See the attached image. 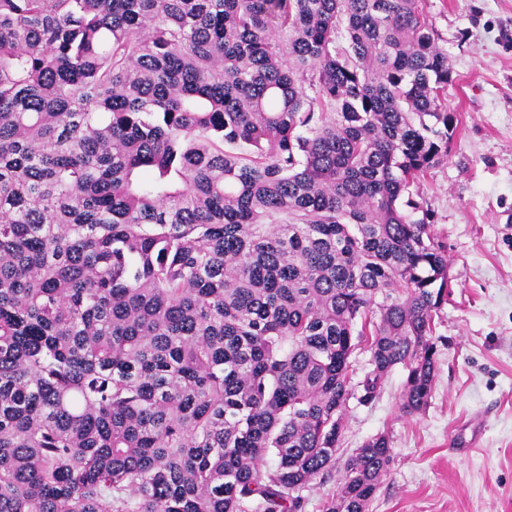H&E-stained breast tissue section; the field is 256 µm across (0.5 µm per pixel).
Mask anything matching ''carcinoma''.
Wrapping results in <instances>:
<instances>
[{
	"instance_id": "obj_1",
	"label": "carcinoma",
	"mask_w": 512,
	"mask_h": 512,
	"mask_svg": "<svg viewBox=\"0 0 512 512\" xmlns=\"http://www.w3.org/2000/svg\"><path fill=\"white\" fill-rule=\"evenodd\" d=\"M449 82L422 0H0V512H303L426 408Z\"/></svg>"
}]
</instances>
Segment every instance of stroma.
<instances>
[{"label":"stroma","mask_w":512,"mask_h":512,"mask_svg":"<svg viewBox=\"0 0 512 512\" xmlns=\"http://www.w3.org/2000/svg\"><path fill=\"white\" fill-rule=\"evenodd\" d=\"M425 11L457 117L447 162L421 188L454 283L435 318L434 392L405 414L398 368L376 400L350 401L339 465L305 489V512H321L341 460L379 434L393 462L368 512H512V0H426Z\"/></svg>","instance_id":"35a3bbf8"}]
</instances>
